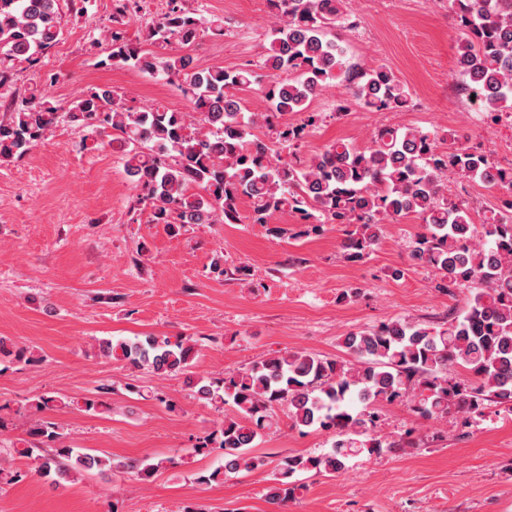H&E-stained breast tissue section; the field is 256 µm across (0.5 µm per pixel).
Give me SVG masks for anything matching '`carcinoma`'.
Here are the masks:
<instances>
[{
  "mask_svg": "<svg viewBox=\"0 0 512 512\" xmlns=\"http://www.w3.org/2000/svg\"><path fill=\"white\" fill-rule=\"evenodd\" d=\"M61 0H0V95H12L15 67L37 66L59 43ZM275 18L258 69L202 68L187 49L209 33L224 35V19L206 17L186 0H169V9L151 21L146 40L165 47L175 41L183 53L159 57L130 42L122 29L136 0H112V28L106 60L142 74H164L178 81L189 110L166 106L129 107L108 87L90 88L68 107L44 91L8 103L0 120V164L28 155L61 121L121 152L134 184L135 206L149 211V222L173 229L186 224H237L240 207L250 208L251 223L269 224L289 212L316 232L323 224L345 227L342 249L359 261L380 242V226L414 216L425 224L411 252L417 264L432 269L441 289L478 281L465 309L438 326L401 319L343 336L342 360L314 353L275 351L249 368L222 378L196 379L190 371L196 341L187 336H144L135 340L101 339L97 354L158 376H184L204 404L233 408L195 450L218 449L224 467L201 477L212 481L240 470L267 465L248 452L256 437L277 425L275 409L288 411L296 428L333 433L329 451L281 460L268 488V502L281 506L303 485L293 477L315 472L334 475L348 458L366 452L413 445L410 437L389 439L378 421L384 405L412 396L411 410L424 419L454 414L469 425L494 402L512 414V200L477 225L463 202L448 198L442 177L512 187V167L497 166L481 152L440 151L420 130L382 128L360 148L343 140L303 159L296 148L321 114L310 112L307 125L285 116L309 112L329 84L342 80L354 101L369 111L408 105L410 93L385 66L347 63L344 49L327 37L330 27L357 26L348 0H268ZM464 30L457 67L466 90L480 97L490 113L512 107V0H448ZM258 86L264 111L248 112L238 93ZM266 129L264 137L255 133ZM0 356L17 362L35 360L28 349H13L0 339ZM465 376H457V370ZM108 386L83 399L79 409H109ZM72 402L52 393L30 404L40 414ZM15 455L32 461L34 470L57 483L82 472L108 469L149 478L165 460H114L72 446L55 422L34 421Z\"/></svg>",
  "mask_w": 512,
  "mask_h": 512,
  "instance_id": "carcinoma-1",
  "label": "carcinoma"
}]
</instances>
